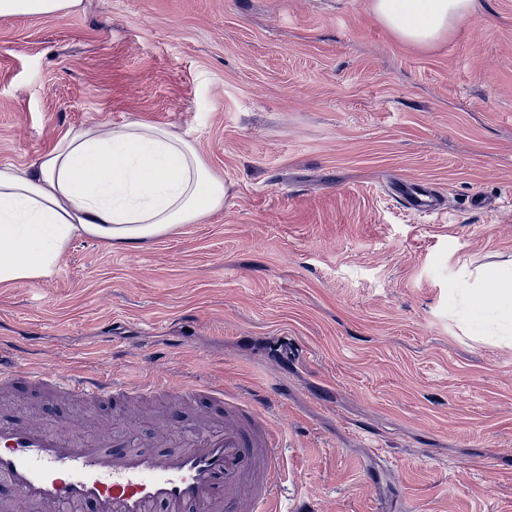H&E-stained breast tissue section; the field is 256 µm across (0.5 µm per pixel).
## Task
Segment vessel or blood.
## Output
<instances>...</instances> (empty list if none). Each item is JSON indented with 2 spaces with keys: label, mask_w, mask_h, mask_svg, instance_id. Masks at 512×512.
<instances>
[{
  "label": "vessel or blood",
  "mask_w": 512,
  "mask_h": 512,
  "mask_svg": "<svg viewBox=\"0 0 512 512\" xmlns=\"http://www.w3.org/2000/svg\"><path fill=\"white\" fill-rule=\"evenodd\" d=\"M0 383L47 387L76 400L133 399L163 390L207 397L206 424L158 429L139 447L103 425L94 437L59 430L50 409L0 417V484L34 512H277L283 460L251 403L198 382L118 383L81 374L59 379L0 356Z\"/></svg>",
  "instance_id": "obj_1"
}]
</instances>
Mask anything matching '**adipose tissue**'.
<instances>
[{
    "instance_id": "ef3b65f1",
    "label": "adipose tissue",
    "mask_w": 512,
    "mask_h": 512,
    "mask_svg": "<svg viewBox=\"0 0 512 512\" xmlns=\"http://www.w3.org/2000/svg\"><path fill=\"white\" fill-rule=\"evenodd\" d=\"M476 0H372L399 40L429 47L470 17ZM224 207V181L193 144L145 122L68 130L26 166L0 164V285L50 277L72 241L136 249ZM512 325V268L491 266L470 293Z\"/></svg>"
}]
</instances>
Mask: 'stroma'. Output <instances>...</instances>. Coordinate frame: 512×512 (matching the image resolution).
<instances>
[{"instance_id":"stroma-1","label":"stroma","mask_w":512,"mask_h":512,"mask_svg":"<svg viewBox=\"0 0 512 512\" xmlns=\"http://www.w3.org/2000/svg\"><path fill=\"white\" fill-rule=\"evenodd\" d=\"M144 121L191 141L222 210L140 249L75 239L0 286V351L61 375L196 379L268 410L281 512H512V328L474 315L512 263V0L430 47L371 0H84L0 20V163L71 128ZM409 184L436 212L407 208ZM139 437L211 410L0 388Z\"/></svg>"}]
</instances>
